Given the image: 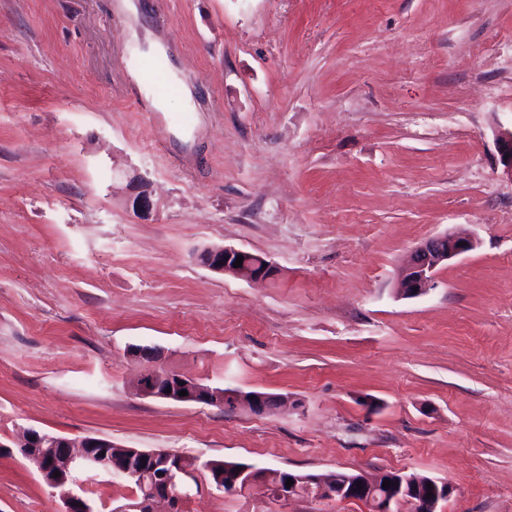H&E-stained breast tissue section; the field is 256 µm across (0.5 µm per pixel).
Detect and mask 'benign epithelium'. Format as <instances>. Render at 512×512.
<instances>
[{
    "label": "benign epithelium",
    "instance_id": "obj_1",
    "mask_svg": "<svg viewBox=\"0 0 512 512\" xmlns=\"http://www.w3.org/2000/svg\"><path fill=\"white\" fill-rule=\"evenodd\" d=\"M496 147L499 163L503 171L512 175V130L496 134ZM476 242L468 237L447 231L431 237L418 245L401 264L397 280L398 291L407 298L427 294L435 287V273L448 261L470 252ZM244 257L242 266L235 268L236 258ZM195 260L202 266L218 273H228L239 278L257 281L272 279L277 275L275 266L266 259L234 247L208 245L195 253ZM148 363L136 384V391L147 397L165 398L172 401H186L197 398L193 388L194 380L185 377L164 389L159 385L163 377L156 367L155 354L151 351L138 354ZM185 390L188 395L181 396ZM234 398L235 407L242 405L248 410L266 411L286 399L282 394H256L247 401L245 395L231 394L224 389H212L203 398L207 405L225 407L228 397ZM112 441L97 437H86L79 443L62 436L46 435L42 431L28 428L17 442L24 459L43 477L52 493L59 498L62 508L59 512H95L92 502L77 487L75 473L82 471L90 476L100 472L122 477L130 481H140L146 465L152 469H163L160 481L152 482L143 495L136 494L114 512H183L185 500L189 497L190 480L195 467H187L181 454L169 450H143L124 448L117 465H112ZM60 476H53V472ZM267 472L256 467H244L235 473L230 482H224V473H219L217 490L239 492L264 481ZM293 485H278L277 495L282 502L304 497L310 499L360 501L373 508V512H401V506L411 505V512H438V505L448 500L452 487L444 481L429 480L432 496L424 491H412L406 480L391 473L381 472L368 476L362 472L338 471L329 476L311 478L307 475L291 476ZM391 481L388 487L384 480Z\"/></svg>",
    "mask_w": 512,
    "mask_h": 512
}]
</instances>
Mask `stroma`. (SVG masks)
<instances>
[{
	"label": "stroma",
	"mask_w": 512,
	"mask_h": 512,
	"mask_svg": "<svg viewBox=\"0 0 512 512\" xmlns=\"http://www.w3.org/2000/svg\"><path fill=\"white\" fill-rule=\"evenodd\" d=\"M499 127L512 0H0V441L33 427L300 473L416 472L452 486L440 512H512ZM448 230L475 249L401 296L403 259ZM211 244L278 274L192 261ZM133 346L288 403L138 395ZM198 482L185 512H369ZM85 489L96 512L135 491L106 474ZM60 507L0 454V512ZM237 256H243L241 267L234 268ZM195 260L202 266L218 273H228L239 278L257 281L273 279L277 275L275 266L268 260L234 247L224 245H208L195 253ZM266 263V267H263Z\"/></svg>",
	"instance_id": "stroma-1"
}]
</instances>
